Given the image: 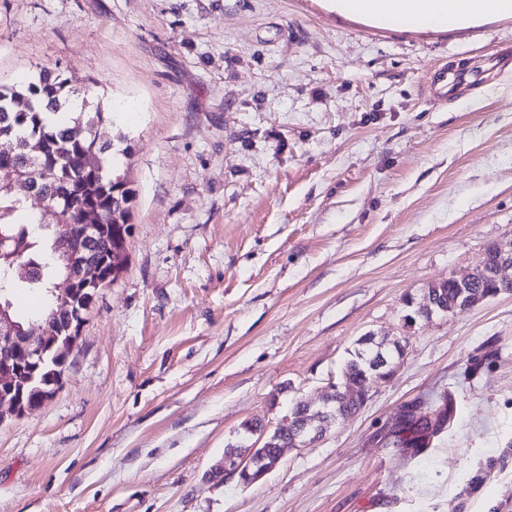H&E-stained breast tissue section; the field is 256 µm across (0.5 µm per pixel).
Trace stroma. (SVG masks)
Returning <instances> with one entry per match:
<instances>
[{
    "instance_id": "stroma-1",
    "label": "stroma",
    "mask_w": 512,
    "mask_h": 512,
    "mask_svg": "<svg viewBox=\"0 0 512 512\" xmlns=\"http://www.w3.org/2000/svg\"><path fill=\"white\" fill-rule=\"evenodd\" d=\"M49 67L111 108L126 264L54 393L0 422V512H512V294L407 324L406 295L512 241V17L422 30L326 0H0V84ZM467 81L440 96L434 69ZM367 405L241 486L245 422ZM451 418L397 447L403 407ZM360 341L361 339L358 340L359 345ZM369 343L378 348L371 352L368 359L370 374L366 377L365 383L361 385L364 382L365 375L368 373V365L366 357L363 355L364 348L360 345V348L355 349L350 355L351 358L346 362L342 370L340 382L355 387L361 385V387L359 390H353L347 386L336 385L329 399L330 402H335L336 406H345V404L353 400L358 411L368 402L371 384L374 379L378 381L388 380L396 373L399 360L405 354V346L399 340L394 341L392 345L397 354L392 357V355L385 353L383 346L377 344L375 336H370Z\"/></svg>"
}]
</instances>
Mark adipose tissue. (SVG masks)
<instances>
[{
	"instance_id": "adipose-tissue-1",
	"label": "adipose tissue",
	"mask_w": 512,
	"mask_h": 512,
	"mask_svg": "<svg viewBox=\"0 0 512 512\" xmlns=\"http://www.w3.org/2000/svg\"><path fill=\"white\" fill-rule=\"evenodd\" d=\"M334 7L342 16L377 22L405 19L428 29L512 16V0H336Z\"/></svg>"
}]
</instances>
